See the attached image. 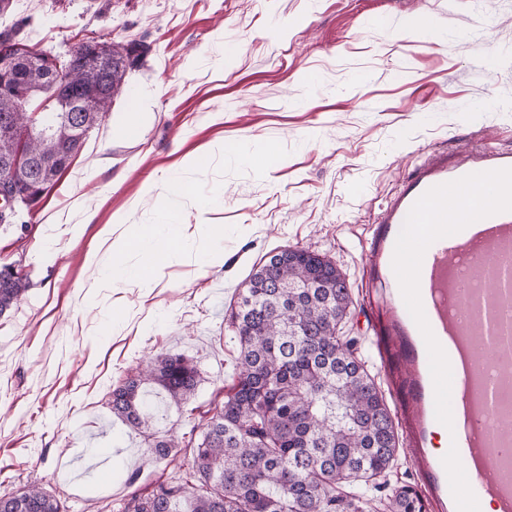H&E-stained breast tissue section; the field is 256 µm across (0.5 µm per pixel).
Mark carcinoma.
<instances>
[{"label": "carcinoma", "mask_w": 512, "mask_h": 512, "mask_svg": "<svg viewBox=\"0 0 512 512\" xmlns=\"http://www.w3.org/2000/svg\"><path fill=\"white\" fill-rule=\"evenodd\" d=\"M2 50L29 53L21 27L0 31ZM146 52L141 43L117 42L100 67L73 64L64 88L23 58L26 84L44 111L36 117L33 165L12 178L53 188L89 131L112 112ZM91 87L99 92L95 106L78 113L75 126L59 105ZM15 109L14 98L0 93V128L23 119ZM28 287L24 275L0 268V316ZM351 305L342 271L309 249H282L253 269L230 315L239 355L222 407L201 425L197 441L148 442L152 460L182 453L186 468L176 481L158 480L131 493L123 512H173L180 499L190 502V512H424L409 485L379 500L368 494L392 471L399 437L356 339L342 335ZM200 383L190 358L162 354L112 390V414L148 432L152 416L144 386L161 387L179 405ZM0 512H63V506L56 496L27 486L0 496Z\"/></svg>", "instance_id": "obj_1"}]
</instances>
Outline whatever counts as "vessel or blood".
<instances>
[{
  "label": "vessel or blood",
  "mask_w": 512,
  "mask_h": 512,
  "mask_svg": "<svg viewBox=\"0 0 512 512\" xmlns=\"http://www.w3.org/2000/svg\"><path fill=\"white\" fill-rule=\"evenodd\" d=\"M512 168V153H479L449 161L433 154L384 211L370 262L388 292L391 328L409 364V440L438 512H457L442 456L433 445L444 427L435 417L424 338L392 269L397 237L414 203L430 188L463 176ZM512 212L477 220L426 250L420 296L428 323L450 361L453 433L476 498L512 512Z\"/></svg>",
  "instance_id": "vessel-or-blood-1"
}]
</instances>
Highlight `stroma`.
I'll return each instance as SVG.
<instances>
[{"label": "stroma", "mask_w": 512, "mask_h": 512, "mask_svg": "<svg viewBox=\"0 0 512 512\" xmlns=\"http://www.w3.org/2000/svg\"><path fill=\"white\" fill-rule=\"evenodd\" d=\"M412 15L432 27L400 32ZM15 24L55 52L99 38L149 52L55 188L0 225V266L30 281L0 316V496L35 485L68 512H121L134 490L179 477L181 461L146 463L112 390L152 356L185 354L203 380L180 405L149 386L152 430L179 439L203 423L236 367V294L286 247L345 273L344 333L406 434V360L371 286L374 229L430 153L512 152V0H11L0 30ZM174 179L191 192L171 211ZM183 224L153 287L105 278L110 240ZM194 224L223 225V241ZM99 444L116 450L111 480L70 478Z\"/></svg>", "instance_id": "obj_1"}]
</instances>
